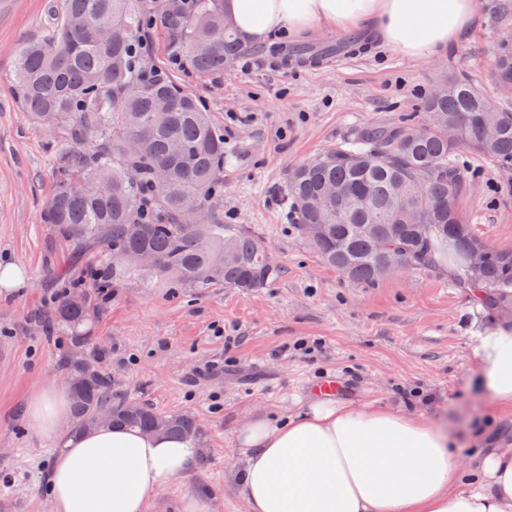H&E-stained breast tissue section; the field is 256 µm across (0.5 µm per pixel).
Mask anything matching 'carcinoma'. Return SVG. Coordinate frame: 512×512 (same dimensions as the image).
Here are the masks:
<instances>
[{"label": "carcinoma", "mask_w": 512, "mask_h": 512, "mask_svg": "<svg viewBox=\"0 0 512 512\" xmlns=\"http://www.w3.org/2000/svg\"><path fill=\"white\" fill-rule=\"evenodd\" d=\"M164 32L168 65L145 66L140 51L146 18ZM369 42L362 32L340 47L304 43L285 59L319 62ZM248 52L224 14V0H62L46 38L19 44L13 93L18 108L52 139L55 187L41 213L61 239L80 251L97 246L112 258V280L140 274L171 288H260L277 268L256 239L224 226V131L205 105L174 80L177 70L209 77ZM496 79L512 80V42L496 49ZM418 128L371 126L288 174L285 199L301 235L324 261L357 283L394 268L386 259L414 255V268L438 271L453 262V285L480 289L489 306L512 296V251L476 237L456 207L467 191L463 150L512 173V108L495 106L468 79L442 84L422 100ZM476 117L497 127L482 138ZM482 264L471 270L467 254ZM97 304L83 292L56 296L57 323L71 329L79 360H66L72 429L112 424L200 435L190 413L161 414L147 404L112 402L103 353L77 332Z\"/></svg>", "instance_id": "carcinoma-1"}]
</instances>
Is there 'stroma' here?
<instances>
[{
    "label": "stroma",
    "instance_id": "stroma-1",
    "mask_svg": "<svg viewBox=\"0 0 512 512\" xmlns=\"http://www.w3.org/2000/svg\"><path fill=\"white\" fill-rule=\"evenodd\" d=\"M464 37L429 60L379 46L323 64L292 67L269 40L207 78L180 76L224 132V221L259 240L278 269L266 286L196 290L127 277L84 326L107 358L118 401L161 413L189 412L202 429L191 477L160 493L148 512H179L182 495H209L213 512H247L228 476L240 457V426L284 416L313 401L310 385L342 379V402L443 420L461 456L512 444V408L481 388L475 333L512 315L481 306L447 272L395 268L357 284L297 235L283 206L289 171L369 126L417 123L424 94L454 77L472 79L492 103L508 95L493 77L495 49L512 40V0H479ZM51 0H0V263L21 267L26 287L0 296V512H50L45 477L57 442L28 425L40 383L65 380L68 332L50 330L55 293L89 284L106 261L91 249L71 258L40 215L53 188L49 138L29 125L12 95L15 50L41 39ZM470 192L459 208L475 234L512 248V175L465 153Z\"/></svg>",
    "mask_w": 512,
    "mask_h": 512
}]
</instances>
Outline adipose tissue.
Returning a JSON list of instances; mask_svg holds the SVG:
<instances>
[{
	"label": "adipose tissue",
	"instance_id": "obj_1",
	"mask_svg": "<svg viewBox=\"0 0 512 512\" xmlns=\"http://www.w3.org/2000/svg\"><path fill=\"white\" fill-rule=\"evenodd\" d=\"M248 45L314 28L370 26L380 44L413 59L436 56L476 23L478 0H224ZM473 353L497 406L512 408V325L484 330ZM26 414L53 437L69 423V392L40 385ZM230 474L248 512H512V447L462 459L446 430L416 414L317 401L284 418L246 422ZM197 444L124 426L66 441L47 474L50 512H147L189 476Z\"/></svg>",
	"mask_w": 512,
	"mask_h": 512
}]
</instances>
